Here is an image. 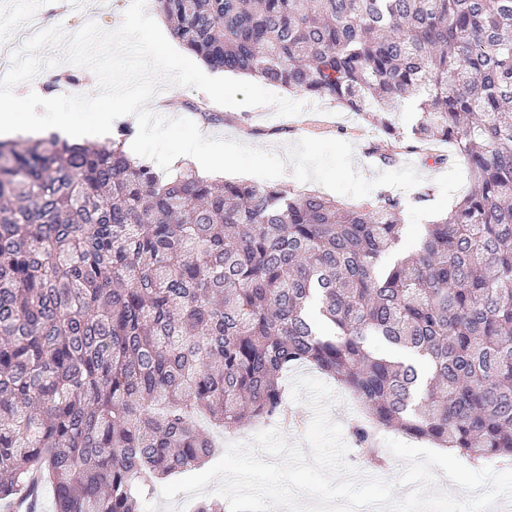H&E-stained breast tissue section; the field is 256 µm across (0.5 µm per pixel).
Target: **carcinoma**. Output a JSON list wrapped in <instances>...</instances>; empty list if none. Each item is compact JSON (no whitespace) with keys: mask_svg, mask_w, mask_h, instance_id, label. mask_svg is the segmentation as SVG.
<instances>
[{"mask_svg":"<svg viewBox=\"0 0 512 512\" xmlns=\"http://www.w3.org/2000/svg\"><path fill=\"white\" fill-rule=\"evenodd\" d=\"M212 70L373 112L392 158L446 142L470 189L393 262L400 199L160 176L109 146L0 141V502L138 512L214 454L201 423L286 419V374L351 392L360 454L383 430L512 458V0H155ZM378 338L406 359L379 354Z\"/></svg>","mask_w":512,"mask_h":512,"instance_id":"1","label":"carcinoma"}]
</instances>
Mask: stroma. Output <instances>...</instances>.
Wrapping results in <instances>:
<instances>
[{
  "label": "stroma",
  "instance_id": "stroma-1",
  "mask_svg": "<svg viewBox=\"0 0 512 512\" xmlns=\"http://www.w3.org/2000/svg\"><path fill=\"white\" fill-rule=\"evenodd\" d=\"M129 5L130 0H82L79 12L63 14L50 8L48 0H0V36L21 45L19 25L27 16L42 18L47 28L63 25L70 35L90 21L108 32ZM66 73L78 75L79 84H51V76ZM32 90L51 97L91 95L98 82L90 69L63 62L15 88L20 96ZM162 91L173 94V102L151 110L145 133L133 135L125 145L155 172L170 174L169 154L182 138L198 133L219 146L210 163L243 172L251 182L288 191L309 184L347 205L374 202L378 192L387 190L401 201L400 217L407 228L401 243L405 253L418 248L424 225L436 220L469 187L460 164L448 157L447 146L438 149L446 157L440 165L427 161L422 151L409 150L416 115L401 108L395 113L402 135L396 144L399 157L386 164L368 152L380 137L370 113L352 123L345 121L343 108L329 99L305 97L303 113L283 117L270 106L223 107L191 87L167 84ZM427 188L433 191L432 203L417 201V194Z\"/></svg>",
  "mask_w": 512,
  "mask_h": 512
}]
</instances>
